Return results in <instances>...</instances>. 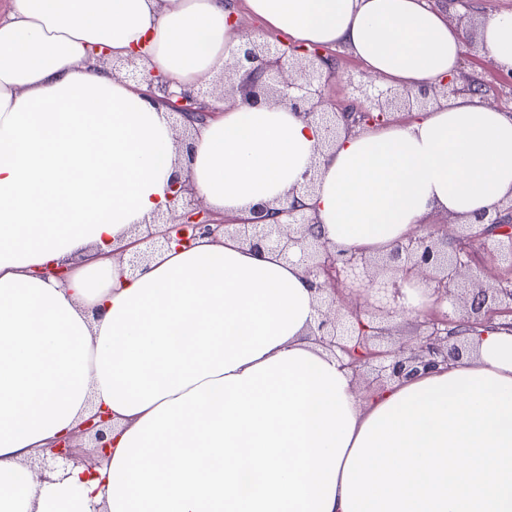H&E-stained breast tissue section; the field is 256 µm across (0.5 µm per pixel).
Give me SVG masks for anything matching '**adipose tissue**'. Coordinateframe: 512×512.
Instances as JSON below:
<instances>
[{
    "mask_svg": "<svg viewBox=\"0 0 512 512\" xmlns=\"http://www.w3.org/2000/svg\"><path fill=\"white\" fill-rule=\"evenodd\" d=\"M271 30L346 47L386 84L455 76L462 30L427 0H247ZM231 0H0V512H512V331L468 336L448 368L361 400L311 334L297 261L233 237L112 258L167 210L179 169L164 107L90 57L145 46L150 69L207 82L241 42ZM512 70V14L484 19ZM288 107L230 104L188 153L217 213L305 204L330 245L384 253L438 212L475 222L512 198V113L464 92L341 137ZM81 264H72L74 254ZM65 265V280L37 268ZM111 454L43 482L27 466L97 411Z\"/></svg>",
    "mask_w": 512,
    "mask_h": 512,
    "instance_id": "obj_1",
    "label": "adipose tissue"
}]
</instances>
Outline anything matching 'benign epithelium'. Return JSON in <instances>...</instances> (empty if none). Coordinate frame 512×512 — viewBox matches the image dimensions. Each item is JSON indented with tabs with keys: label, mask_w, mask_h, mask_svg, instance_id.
<instances>
[{
	"label": "benign epithelium",
	"mask_w": 512,
	"mask_h": 512,
	"mask_svg": "<svg viewBox=\"0 0 512 512\" xmlns=\"http://www.w3.org/2000/svg\"><path fill=\"white\" fill-rule=\"evenodd\" d=\"M142 49L123 59L135 77L146 84L145 95L154 104L180 116L183 126L193 132L215 108L204 100L205 93L193 87L178 86L167 76L139 69L145 61ZM332 59L323 50L295 47L280 50L251 38L229 52L224 62V81L240 75L242 81L224 94L251 106L276 101L289 106L304 120L323 131L320 150L332 148L341 133L356 128L387 123V115L401 109L440 103L465 91L481 89L480 80L459 84L447 78L434 86L414 93L408 89L381 87L367 80L356 86V101L338 111L326 102L322 85L331 72ZM170 200L182 201V211L166 222H152L153 230L126 244L121 254L132 252L131 268L136 269L158 247L176 246L190 249L202 239L216 241L228 234L255 251H276L289 257L299 253V264L309 285L318 294L319 318L312 335L327 349L348 358L358 379L369 368L376 377L390 381L408 379L448 367L463 357L465 345L461 335L467 328L494 323L512 328V282L498 278L492 283L463 280L471 265V251L465 241H476L485 250L512 261V200L503 202L493 215L478 216L474 224L443 226L397 242L383 255H366L356 251H333L322 241L319 224L306 207L293 201L289 205L259 203L251 217L237 222L212 219L211 212L195 203V193L187 177L176 173L170 179ZM418 282L432 291L435 301L421 310L425 331L414 343L387 342L393 336L392 321L408 311L405 287ZM360 284L371 293L372 301L361 305L352 300L344 284ZM112 417L99 411L83 420L73 431L57 438L52 445L54 464L44 468L41 478L82 466H89L76 439L87 433L96 437L97 458L108 457Z\"/></svg>",
	"instance_id": "obj_1"
}]
</instances>
